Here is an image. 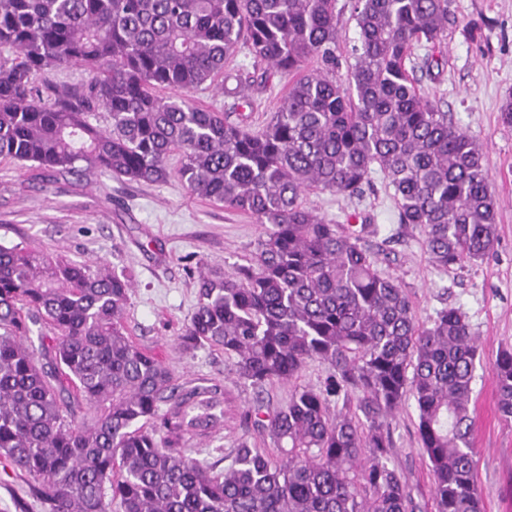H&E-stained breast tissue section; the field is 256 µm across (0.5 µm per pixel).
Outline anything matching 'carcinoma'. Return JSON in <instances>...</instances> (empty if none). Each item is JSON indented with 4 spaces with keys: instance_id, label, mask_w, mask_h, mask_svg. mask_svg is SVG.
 Here are the masks:
<instances>
[{
    "instance_id": "1",
    "label": "carcinoma",
    "mask_w": 512,
    "mask_h": 512,
    "mask_svg": "<svg viewBox=\"0 0 512 512\" xmlns=\"http://www.w3.org/2000/svg\"><path fill=\"white\" fill-rule=\"evenodd\" d=\"M449 17L450 0H354L342 81L336 0H0V156L155 183L179 151L193 193L265 226L250 264L199 273L182 346L223 348L253 388L290 384L311 361L328 367L318 388L289 389L267 416L245 412L280 459L241 440L216 473L184 440L219 424L189 409L220 392L173 385L126 335L130 282L98 263L0 245V453L34 479L46 512H416L388 432L410 398L436 512H482L466 316L444 307L419 322L364 241L379 225L334 224L302 202L313 190L356 195L377 167L398 223L421 229L433 265L488 256L498 201L483 145L406 67L415 45L441 44ZM243 47L264 64L253 82L294 76L261 130L242 112L156 94L207 89L221 75L236 82L224 93L239 94L224 66ZM311 59L316 70L300 74ZM75 66L86 80L49 81ZM36 325L53 333L37 348ZM492 375L510 422L511 350Z\"/></svg>"
}]
</instances>
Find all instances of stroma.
Returning a JSON list of instances; mask_svg holds the SVG:
<instances>
[{"instance_id":"1","label":"stroma","mask_w":512,"mask_h":512,"mask_svg":"<svg viewBox=\"0 0 512 512\" xmlns=\"http://www.w3.org/2000/svg\"><path fill=\"white\" fill-rule=\"evenodd\" d=\"M426 46L410 58L421 92L439 103L460 127L484 146L498 198V238L483 261L443 271L431 264L420 228L397 221V206L381 172L371 175L362 195L312 191L303 202L343 224H378L371 238L384 275L395 279L420 322L442 307L459 308L477 339L480 360L474 388V451L484 512H512V422L496 409L491 374L500 351L512 350V125L500 107L512 95V0H451L444 55L424 68ZM290 78L275 74L247 90L236 105L222 89L192 93L193 102L218 112L240 107L252 128L269 122ZM174 174L161 183L132 182L96 170L60 175L0 157V244L22 245L76 262H100L131 283L125 333L167 365L176 386L215 387L224 395V426L207 437L190 435L194 456L223 471L224 457L241 437L272 457L280 451L243 414L260 404L283 406L287 385L257 390L239 382L231 360L218 347L183 350L178 338L197 304L196 280L209 268L234 273L247 264L265 227L256 219L194 194ZM417 412L406 403L392 421V463L404 474L418 512H435L433 478L420 455ZM32 479L0 457V512H43L31 492Z\"/></svg>"}]
</instances>
